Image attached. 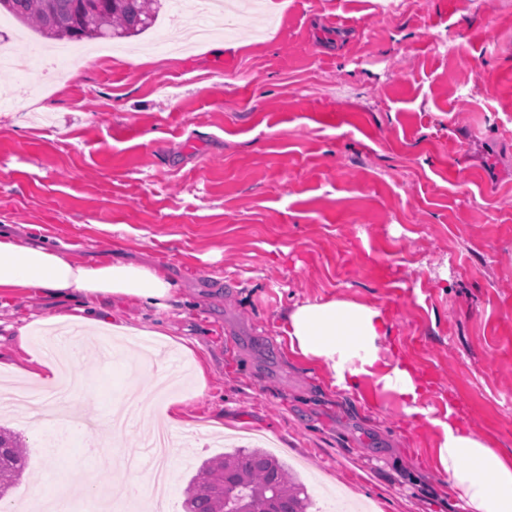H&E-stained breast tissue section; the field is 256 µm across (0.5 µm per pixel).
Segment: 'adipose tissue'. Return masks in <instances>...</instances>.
<instances>
[{"label": "adipose tissue", "mask_w": 512, "mask_h": 512, "mask_svg": "<svg viewBox=\"0 0 512 512\" xmlns=\"http://www.w3.org/2000/svg\"><path fill=\"white\" fill-rule=\"evenodd\" d=\"M20 293L70 302L61 313L20 328L25 358L0 359V375L12 374L19 392L32 393L58 387L65 359L80 357L83 334L106 329L116 336L141 335V328L115 320L110 312L90 316L89 303L118 300L168 309L177 303L179 288L162 267L126 258L82 265L61 248L6 224L0 226V297ZM59 329L80 334L67 358L31 348V335ZM280 330L290 353L321 366L333 386L351 391L371 380L381 392L397 396L407 414L430 415L424 382L397 346L389 344V317L378 306L349 299L307 300L287 308ZM433 424L439 429L435 461L464 512H512V456L472 433L454 412ZM51 484L55 512H72L76 498L97 492L98 473L61 468Z\"/></svg>", "instance_id": "ef3b65f1"}]
</instances>
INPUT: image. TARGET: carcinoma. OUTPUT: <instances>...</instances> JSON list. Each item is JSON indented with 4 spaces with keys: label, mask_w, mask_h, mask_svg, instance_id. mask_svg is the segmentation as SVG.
Here are the masks:
<instances>
[{
    "label": "carcinoma",
    "mask_w": 512,
    "mask_h": 512,
    "mask_svg": "<svg viewBox=\"0 0 512 512\" xmlns=\"http://www.w3.org/2000/svg\"><path fill=\"white\" fill-rule=\"evenodd\" d=\"M161 0H0V13L53 40L125 39L154 26ZM28 449L0 428V499L20 482ZM305 485L278 458L238 448L200 465L184 491L183 512H308Z\"/></svg>",
    "instance_id": "obj_1"
}]
</instances>
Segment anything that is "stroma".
I'll return each instance as SVG.
<instances>
[{"instance_id": "35a3bbf8", "label": "stroma", "mask_w": 512, "mask_h": 512, "mask_svg": "<svg viewBox=\"0 0 512 512\" xmlns=\"http://www.w3.org/2000/svg\"><path fill=\"white\" fill-rule=\"evenodd\" d=\"M199 23L165 0L151 29L54 82L44 39L8 34L30 68H0V225L85 263L117 250L164 266L181 288L177 310L113 304L170 338L138 373L90 342L80 376L124 371L135 398L174 380L157 400L190 426L174 512L232 430L306 459L317 512L339 491L372 512H461L435 429L374 384L341 390L290 359L280 314L329 297L384 308L426 405L512 453V0H255L202 42ZM63 306L1 297L0 358H22L17 327ZM0 427L29 447L25 485L110 444L100 427L33 426L15 400Z\"/></svg>"}]
</instances>
